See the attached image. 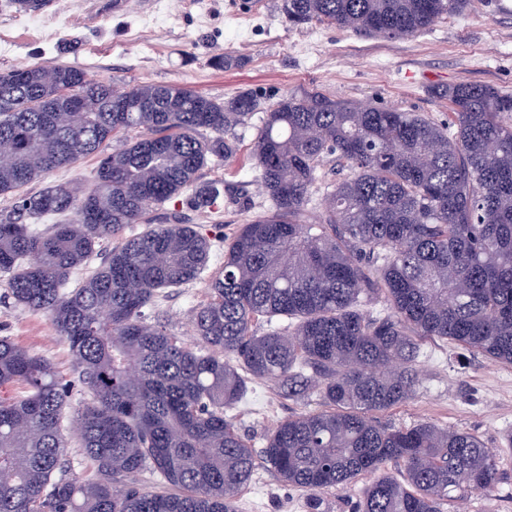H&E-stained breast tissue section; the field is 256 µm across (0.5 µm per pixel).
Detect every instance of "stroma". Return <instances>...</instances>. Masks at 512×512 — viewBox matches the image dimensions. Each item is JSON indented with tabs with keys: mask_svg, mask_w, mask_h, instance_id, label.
Masks as SVG:
<instances>
[{
	"mask_svg": "<svg viewBox=\"0 0 512 512\" xmlns=\"http://www.w3.org/2000/svg\"><path fill=\"white\" fill-rule=\"evenodd\" d=\"M15 16L7 0H0V72L63 64L119 91L144 83L172 84L228 100L251 90L267 108L314 89L437 121L448 120L451 108L434 96V88L488 84L512 96V0H470L462 14L402 39L360 35L320 20L293 26L281 11V0H47L33 17L55 21L60 35L51 42L11 26ZM224 55L233 58V65L213 66V59ZM260 122L256 115L236 129L239 151L232 161L200 172V184L223 182L221 207L195 210L181 195L153 214L158 224L177 215L198 225L217 246L209 265L213 272L224 261V241L268 206L249 159ZM209 298L204 277L166 289L147 313L191 344V315ZM0 336L50 359L71 386L72 405L87 400L68 345L47 317L1 302ZM420 361L415 397L379 413L378 421L404 426L432 422L479 435L503 459L497 490L491 496L471 491L457 504H444L443 512H512V448L504 445L512 432V365L463 355L448 342L431 339L422 340ZM318 406L317 395L293 401L276 381L257 380L231 416L251 447L260 449L280 421ZM237 509L309 512L308 495L262 467L240 492Z\"/></svg>",
	"mask_w": 512,
	"mask_h": 512,
	"instance_id": "35a3bbf8",
	"label": "stroma"
}]
</instances>
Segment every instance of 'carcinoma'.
I'll return each mask as SVG.
<instances>
[{
	"label": "carcinoma",
	"mask_w": 512,
	"mask_h": 512,
	"mask_svg": "<svg viewBox=\"0 0 512 512\" xmlns=\"http://www.w3.org/2000/svg\"><path fill=\"white\" fill-rule=\"evenodd\" d=\"M467 3L282 0L281 10L296 26L326 20L398 39ZM63 88L81 94L78 109L59 111ZM435 94L453 108L447 122L318 90L264 112L249 155L269 206L224 250L192 316L198 349L145 310L199 279L215 243L151 213L187 192L200 210L218 204L220 188L199 185V173L237 154L232 131L260 97L150 83L117 94L60 64L0 73V197L15 200L0 218V286L68 344L89 394L77 438L94 466L87 478L65 474L69 391L48 358L0 336V512H237L261 463L311 495L379 473L355 512H442L465 490L492 492L502 458L480 436L375 417L416 393L422 339L512 364V97L475 83ZM93 155L91 186L23 192ZM330 157L347 174L324 186ZM315 192L322 211L310 224ZM25 215L63 220L40 232ZM131 224L146 228L126 237ZM379 299L386 312L360 309ZM262 379L288 398L316 393L325 409L279 422L257 453L229 411ZM16 385L23 395L8 393ZM143 472L159 486L141 484Z\"/></svg>",
	"instance_id": "1"
}]
</instances>
